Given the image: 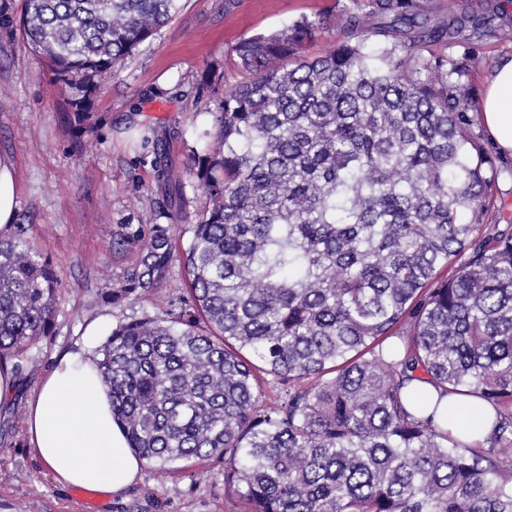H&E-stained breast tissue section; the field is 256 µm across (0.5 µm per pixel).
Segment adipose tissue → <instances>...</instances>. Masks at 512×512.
<instances>
[{
  "instance_id": "adipose-tissue-1",
  "label": "adipose tissue",
  "mask_w": 512,
  "mask_h": 512,
  "mask_svg": "<svg viewBox=\"0 0 512 512\" xmlns=\"http://www.w3.org/2000/svg\"><path fill=\"white\" fill-rule=\"evenodd\" d=\"M478 120L501 152L512 154V58L488 77L477 107ZM101 332L90 325L81 352L62 357L32 396L26 414L29 440L42 463L63 486L121 495L136 479L142 461L112 418V401L91 350ZM411 412L435 413L451 434L480 441L492 431L495 412L475 396L439 397L416 386Z\"/></svg>"
}]
</instances>
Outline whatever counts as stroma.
<instances>
[{"mask_svg":"<svg viewBox=\"0 0 512 512\" xmlns=\"http://www.w3.org/2000/svg\"><path fill=\"white\" fill-rule=\"evenodd\" d=\"M350 0H181V10L129 56L93 96L85 134L68 126V94L42 61L20 44H0V157L15 171L16 211L29 213L30 238L60 279L51 336L28 354L14 390L0 399V512H231L224 463H144L121 495L94 493L82 504L60 485L28 441V400L54 364L81 351L85 327L156 314L183 286L173 274L166 294L112 306L101 297L121 274L112 231L154 221L151 145L163 140L177 166L210 144L206 132L221 95L199 96L204 67L235 84L230 50L241 39L286 27L303 16L338 17ZM83 148H75L76 138Z\"/></svg>","mask_w":512,"mask_h":512,"instance_id":"obj_1","label":"stroma"}]
</instances>
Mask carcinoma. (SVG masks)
<instances>
[{
  "mask_svg": "<svg viewBox=\"0 0 512 512\" xmlns=\"http://www.w3.org/2000/svg\"><path fill=\"white\" fill-rule=\"evenodd\" d=\"M180 2L0 0V41L44 58L83 129ZM491 37L512 42L494 0H352L337 24L303 16L234 46L242 79L186 173L153 143L154 222L116 225L127 265L106 302L162 292L176 266L185 293L118 323L97 362L141 459L224 460L243 512H512V224L489 213L500 170L470 117ZM222 84L206 67L197 92ZM189 186L203 202L182 226ZM28 230L0 238V361L17 372L59 284ZM414 381L491 405L484 444L411 413ZM264 383L287 397L263 404Z\"/></svg>",
  "mask_w": 512,
  "mask_h": 512,
  "instance_id": "obj_1",
  "label": "carcinoma"
}]
</instances>
